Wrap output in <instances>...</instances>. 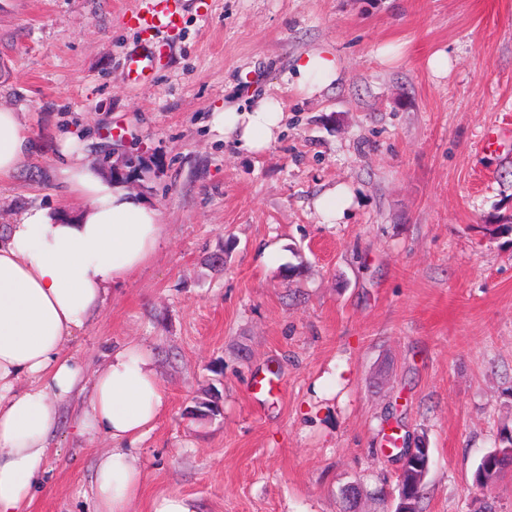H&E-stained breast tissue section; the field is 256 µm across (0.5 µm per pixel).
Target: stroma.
<instances>
[{
  "mask_svg": "<svg viewBox=\"0 0 512 512\" xmlns=\"http://www.w3.org/2000/svg\"><path fill=\"white\" fill-rule=\"evenodd\" d=\"M138 0H0V106L32 150L0 184V229L66 195V142L127 156L125 188L162 215L167 245L67 346L85 378L115 347H148L166 409L136 456L133 512L180 494L199 512H392L388 427L433 465L422 512H512V478L480 491L476 463L512 430V0H174L154 77L132 81ZM338 76L310 93L300 55ZM439 51L447 71L429 65ZM278 100L260 153L218 110ZM498 141L482 150L489 129ZM353 204L323 223L317 197ZM281 380L253 395L254 376ZM60 407L27 512H95L109 440ZM218 396L221 415L194 416ZM336 56L327 50L310 52L300 56L296 63L298 84L314 92L324 82L336 78Z\"/></svg>",
  "mask_w": 512,
  "mask_h": 512,
  "instance_id": "35a3bbf8",
  "label": "stroma"
}]
</instances>
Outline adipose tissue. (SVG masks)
Instances as JSON below:
<instances>
[{"instance_id": "1", "label": "adipose tissue", "mask_w": 512, "mask_h": 512, "mask_svg": "<svg viewBox=\"0 0 512 512\" xmlns=\"http://www.w3.org/2000/svg\"><path fill=\"white\" fill-rule=\"evenodd\" d=\"M327 50L300 56V87L317 90L335 78ZM270 98L224 109L215 124L248 152L274 142L284 123ZM31 140L19 112L0 106V182L28 157ZM69 195L82 207L27 208L0 237V512H26L46 469L59 406L69 400L83 368L64 349L104 301L110 286L127 282L164 247L160 212L82 161L63 153ZM166 404L152 352L137 343L113 349L92 379L81 435L105 437L92 489L97 512H131L142 473L135 450Z\"/></svg>"}]
</instances>
